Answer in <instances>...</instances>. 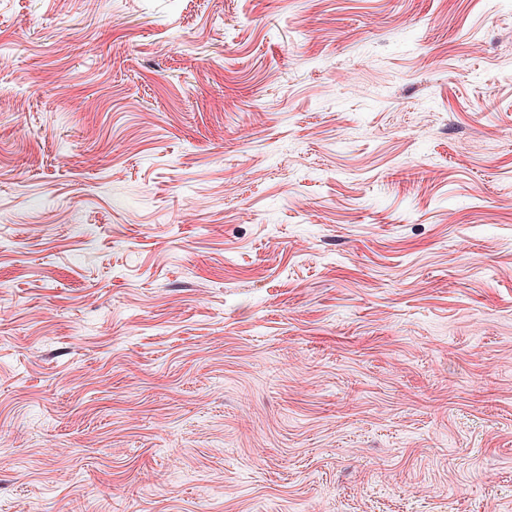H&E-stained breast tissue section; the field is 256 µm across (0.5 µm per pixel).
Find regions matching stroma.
Here are the masks:
<instances>
[{"label": "stroma", "instance_id": "35a3bbf8", "mask_svg": "<svg viewBox=\"0 0 512 512\" xmlns=\"http://www.w3.org/2000/svg\"><path fill=\"white\" fill-rule=\"evenodd\" d=\"M0 512H512V0H0Z\"/></svg>", "mask_w": 512, "mask_h": 512}]
</instances>
